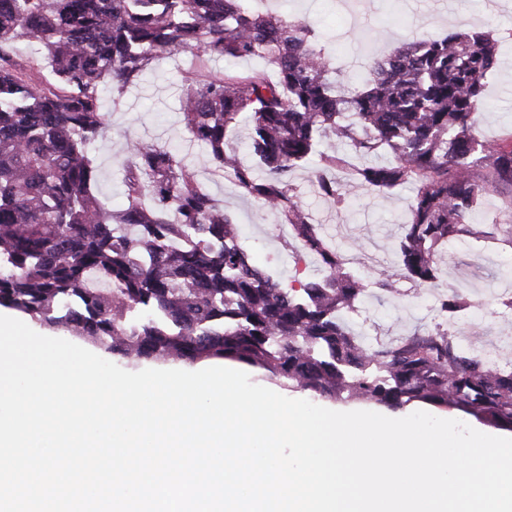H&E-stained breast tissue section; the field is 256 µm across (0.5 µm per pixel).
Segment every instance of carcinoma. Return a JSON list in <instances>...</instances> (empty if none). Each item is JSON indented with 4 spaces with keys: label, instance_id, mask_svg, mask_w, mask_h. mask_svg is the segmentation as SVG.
<instances>
[{
    "label": "carcinoma",
    "instance_id": "1",
    "mask_svg": "<svg viewBox=\"0 0 512 512\" xmlns=\"http://www.w3.org/2000/svg\"><path fill=\"white\" fill-rule=\"evenodd\" d=\"M252 2L0 0V306L127 357L222 358L315 397L423 405L512 431V365L462 349L443 325L469 307L458 293L440 299L434 329L390 346H367L346 319L369 286L391 296L402 279L433 286L447 247L498 235L497 224L469 223L492 189L512 187V144L490 149L475 129L495 42L481 32L404 42L368 58L365 86L352 91L308 21ZM19 40L42 50L54 81L39 83L35 65L9 56ZM193 47L263 63L190 79L183 125L242 195L288 225L317 276L286 285L259 264L174 147L128 141L127 206L103 200L92 155L107 133L101 87L122 92L155 59ZM242 121L249 163L228 148ZM327 139L394 161L354 166L321 151ZM315 156L327 198L413 186L394 270L359 275L294 200L290 176ZM336 167L351 178L330 176Z\"/></svg>",
    "mask_w": 512,
    "mask_h": 512
}]
</instances>
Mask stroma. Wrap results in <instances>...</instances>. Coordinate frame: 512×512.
Wrapping results in <instances>:
<instances>
[{
    "instance_id": "stroma-1",
    "label": "stroma",
    "mask_w": 512,
    "mask_h": 512,
    "mask_svg": "<svg viewBox=\"0 0 512 512\" xmlns=\"http://www.w3.org/2000/svg\"><path fill=\"white\" fill-rule=\"evenodd\" d=\"M262 7L278 16L311 21L344 81L359 76L369 56L386 53L408 39L454 30L490 33L499 48L498 66L485 80L486 105L476 116V126L491 142L512 137V0H398L393 7L388 0H264ZM223 70V61L184 51L153 62L141 81L124 92L103 89L109 131L93 147L101 190L112 208L125 206L123 159L128 138L155 146L179 145L200 183L240 224L260 264L285 279L316 274V259L298 263L296 242L287 226L261 202L240 195L234 182L215 170L205 150L183 138L179 101L188 77ZM292 184L298 204L313 223L338 251L356 258L362 272L397 266L395 244L407 221L411 188L382 196L359 187L338 203L319 196L310 165L293 172ZM443 260L447 274L441 289L411 287L392 298L369 288L358 311L349 316L351 326L369 346L396 342L414 331L433 329L438 292L455 291L478 306L484 318L483 326L473 331L455 327L457 338L469 341L470 352L476 354L494 344L512 356V309L506 306L512 300V247L469 239L456 243Z\"/></svg>"
}]
</instances>
